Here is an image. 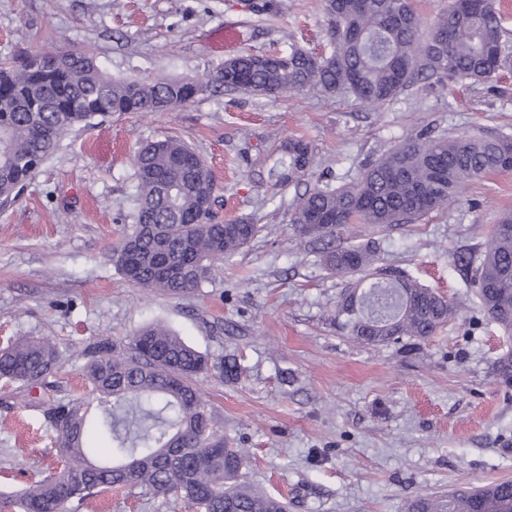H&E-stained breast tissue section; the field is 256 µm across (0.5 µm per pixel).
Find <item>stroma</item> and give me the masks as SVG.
Segmentation results:
<instances>
[{"mask_svg":"<svg viewBox=\"0 0 512 512\" xmlns=\"http://www.w3.org/2000/svg\"><path fill=\"white\" fill-rule=\"evenodd\" d=\"M493 3L508 59L490 82L422 78L379 107L310 86L274 96L203 92L162 112L116 113L72 128L19 198L0 202V347L40 336L62 353L47 386L0 387V512H16L10 495L60 470L44 409L85 396V346L123 342L155 322L244 366L238 380L202 377L196 386L227 446L244 452L245 479L286 498L288 512H406L417 495L512 480V386L496 373L512 334L478 309L463 261L512 211V170L468 183L416 223L353 234L379 243L382 264L456 304L455 318L426 340L349 338L334 320L343 280L324 269L313 237L290 225L306 190L353 181L419 131L512 136V0ZM225 25L240 33L238 55L292 44L332 50L321 0H0V59L73 50L108 62L116 77H190L224 62L211 33ZM168 138L210 168L216 223L259 227L179 297L133 286L111 260L134 222L136 151ZM298 138L314 172L286 181L278 162ZM80 512L197 510L112 489Z\"/></svg>","mask_w":512,"mask_h":512,"instance_id":"35a3bbf8","label":"stroma"}]
</instances>
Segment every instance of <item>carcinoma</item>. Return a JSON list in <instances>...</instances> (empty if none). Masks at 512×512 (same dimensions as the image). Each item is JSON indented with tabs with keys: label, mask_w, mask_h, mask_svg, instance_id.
<instances>
[{
	"label": "carcinoma",
	"mask_w": 512,
	"mask_h": 512,
	"mask_svg": "<svg viewBox=\"0 0 512 512\" xmlns=\"http://www.w3.org/2000/svg\"><path fill=\"white\" fill-rule=\"evenodd\" d=\"M451 0L427 35L411 0H323L334 49L316 55L300 48L226 59L200 76L154 74L112 77L86 55L38 52L27 63L0 61V201L19 189L73 127L114 112H158L204 91L275 95L316 85L370 105L396 98L418 78L486 82L506 61L502 16L492 0ZM512 137L478 138L422 131L364 165L352 182L325 184L299 198L293 229L309 234L307 218L334 241L356 225L412 224L445 208L471 180L512 170ZM314 164L307 143L289 144L280 166L288 176ZM135 224L112 253L132 285L178 297L207 281L215 264L247 245L258 226L245 220L212 224L201 217L215 202L208 167L175 139L147 141L136 160ZM325 267L347 279L336 320L363 344L409 336L425 340L453 319L456 306L410 275L379 264L377 247L332 248ZM480 307L512 332V212L500 217L468 260ZM86 401H59L46 410L55 432L60 471L34 482L13 502L19 512H68L112 488L175 494L197 512H288V502L242 481L245 456L224 447V434L196 387L200 377L235 379L234 359H212L160 324L139 328L125 346L86 348ZM60 366L58 347L23 337L0 350V381L42 385ZM406 512H512V481L420 495Z\"/></svg>",
	"instance_id": "obj_1"
}]
</instances>
